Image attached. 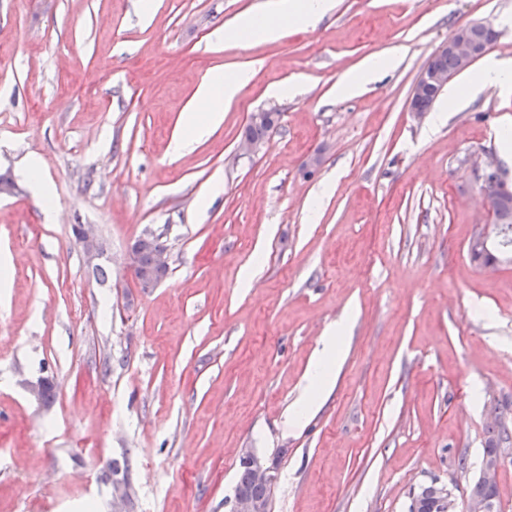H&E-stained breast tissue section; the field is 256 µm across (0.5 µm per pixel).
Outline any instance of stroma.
<instances>
[{
    "mask_svg": "<svg viewBox=\"0 0 512 512\" xmlns=\"http://www.w3.org/2000/svg\"><path fill=\"white\" fill-rule=\"evenodd\" d=\"M267 7L0 0V512H113L118 478L127 512H229L246 448L276 471L268 512H407L423 483L465 495L496 408L512 427V264L467 255L487 214L466 162L512 184V90L469 91L474 64L459 107L407 110L460 25L492 23L488 58L512 60V0H334L274 42L215 38ZM380 54L396 66L338 97ZM238 69L223 122L172 154L199 83ZM261 109L279 123L240 154ZM76 224L95 225L107 279ZM149 232L169 271L144 292L124 259ZM348 313L332 389L287 425Z\"/></svg>",
    "mask_w": 512,
    "mask_h": 512,
    "instance_id": "obj_1",
    "label": "stroma"
}]
</instances>
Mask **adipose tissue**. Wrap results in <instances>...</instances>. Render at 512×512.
<instances>
[{"label":"adipose tissue","mask_w":512,"mask_h":512,"mask_svg":"<svg viewBox=\"0 0 512 512\" xmlns=\"http://www.w3.org/2000/svg\"><path fill=\"white\" fill-rule=\"evenodd\" d=\"M331 7V0H278L276 7L268 13L242 17L233 27L225 29L224 38L228 41L243 37L273 41L285 30L314 25ZM249 80L250 74L245 70L215 72L207 76L199 86L185 116V123L190 127L191 134L175 140L173 151L181 153L188 150L193 139L204 136L211 127L220 124L224 118L225 106L234 103ZM344 329V323L339 322L326 330L304 395L289 415L290 422H297L310 412L317 404L321 392L331 386L345 343Z\"/></svg>","instance_id":"1"}]
</instances>
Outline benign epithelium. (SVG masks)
<instances>
[{
  "label": "benign epithelium",
  "mask_w": 512,
  "mask_h": 512,
  "mask_svg": "<svg viewBox=\"0 0 512 512\" xmlns=\"http://www.w3.org/2000/svg\"><path fill=\"white\" fill-rule=\"evenodd\" d=\"M476 28H491V25L482 22H472L461 25L448 36L431 55L422 68L411 89L408 99V111L420 119L424 115V109L419 105L420 98L427 92L439 95L448 87L450 77L448 71L440 65V59L451 56L456 59L461 69L469 68L477 59L488 50V45L478 43L473 30ZM479 239L485 248H497L501 246V231L496 224H483L479 231ZM77 241L83 252L86 264L95 266V262L103 253L100 237L90 224H80L77 227ZM169 268L168 248L162 247L154 252L152 270L140 275L137 280L139 288L149 291L160 284ZM512 454L511 447H501L492 457L485 459L476 480L490 485L498 481L499 469L502 459ZM239 462L248 466L254 478L259 482H271L274 480V468L267 465L251 449H244ZM437 489L436 502L433 512H494L488 502L477 497L465 496L457 498L449 492L446 486H440L433 482L430 485L419 484L413 488L416 494L421 493L427 487ZM231 512H268V508L260 502L242 494L235 493L232 501Z\"/></svg>",
  "instance_id": "7a95c632"
}]
</instances>
